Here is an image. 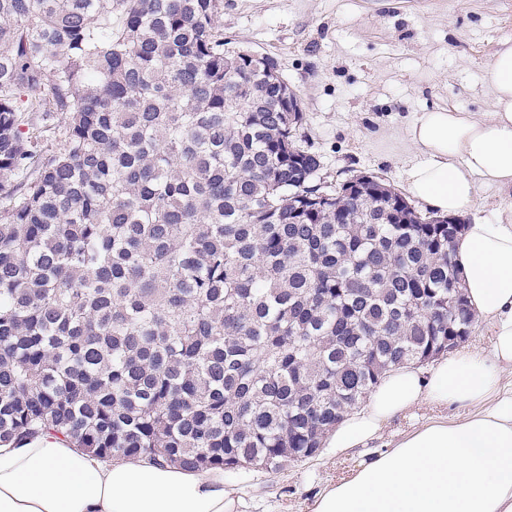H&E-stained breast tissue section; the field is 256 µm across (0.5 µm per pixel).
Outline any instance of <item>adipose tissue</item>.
Listing matches in <instances>:
<instances>
[{"instance_id":"obj_1","label":"adipose tissue","mask_w":512,"mask_h":512,"mask_svg":"<svg viewBox=\"0 0 512 512\" xmlns=\"http://www.w3.org/2000/svg\"><path fill=\"white\" fill-rule=\"evenodd\" d=\"M489 115L436 107L413 116L403 138L415 159L408 195L437 214L460 217L480 188L512 197V41L484 71ZM470 307L492 330L489 352L461 350L431 371H389L363 410L326 438L336 458L360 455L327 481L310 512H512V222H470L454 245ZM459 406L452 422L433 418L392 447L371 450L387 423L423 405ZM223 480L168 465H105L52 436L0 447V512H233Z\"/></svg>"}]
</instances>
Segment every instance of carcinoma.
<instances>
[{"label": "carcinoma", "mask_w": 512, "mask_h": 512, "mask_svg": "<svg viewBox=\"0 0 512 512\" xmlns=\"http://www.w3.org/2000/svg\"><path fill=\"white\" fill-rule=\"evenodd\" d=\"M224 0H0V443L278 474L470 338L459 231L303 146Z\"/></svg>", "instance_id": "obj_1"}]
</instances>
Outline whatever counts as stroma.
<instances>
[{"label": "stroma", "instance_id": "obj_1", "mask_svg": "<svg viewBox=\"0 0 512 512\" xmlns=\"http://www.w3.org/2000/svg\"><path fill=\"white\" fill-rule=\"evenodd\" d=\"M219 26L230 48L277 59L322 177L367 174L398 189L411 115L490 111L483 70L512 39V0H224ZM357 462L322 453L277 475L224 472V487L237 512H306L328 477Z\"/></svg>", "mask_w": 512, "mask_h": 512}]
</instances>
